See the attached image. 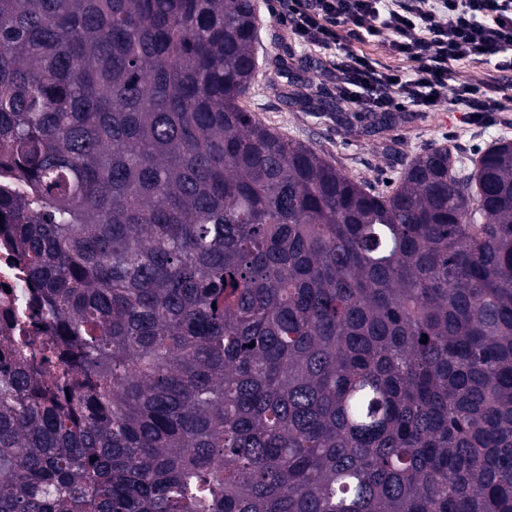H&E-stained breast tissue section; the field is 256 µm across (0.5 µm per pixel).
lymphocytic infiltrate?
I'll list each match as a JSON object with an SVG mask.
<instances>
[{
    "label": "lymphocytic infiltrate",
    "instance_id": "lymphocytic-infiltrate-1",
    "mask_svg": "<svg viewBox=\"0 0 512 512\" xmlns=\"http://www.w3.org/2000/svg\"><path fill=\"white\" fill-rule=\"evenodd\" d=\"M286 21L301 45L330 48L336 98L350 112H432L447 104L480 124L512 108V0H288ZM384 39L398 66L354 50ZM497 59V74L456 80L453 64Z\"/></svg>",
    "mask_w": 512,
    "mask_h": 512
}]
</instances>
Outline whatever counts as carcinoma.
<instances>
[{"mask_svg": "<svg viewBox=\"0 0 512 512\" xmlns=\"http://www.w3.org/2000/svg\"><path fill=\"white\" fill-rule=\"evenodd\" d=\"M257 31L0 0L50 328L0 352V512H512V141L357 182L247 108Z\"/></svg>", "mask_w": 512, "mask_h": 512, "instance_id": "1", "label": "carcinoma"}]
</instances>
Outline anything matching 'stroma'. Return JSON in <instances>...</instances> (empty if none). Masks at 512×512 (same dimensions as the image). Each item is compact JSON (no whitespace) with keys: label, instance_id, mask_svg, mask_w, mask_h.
<instances>
[{"label":"stroma","instance_id":"obj_1","mask_svg":"<svg viewBox=\"0 0 512 512\" xmlns=\"http://www.w3.org/2000/svg\"><path fill=\"white\" fill-rule=\"evenodd\" d=\"M254 4L258 56L266 61L249 98L255 117L321 152L357 180L382 188L412 159L431 149L447 148L466 163L496 139H512V112L481 125L445 107L378 117L335 109L336 77L324 70L332 51L294 40L284 21L283 0Z\"/></svg>","mask_w":512,"mask_h":512}]
</instances>
